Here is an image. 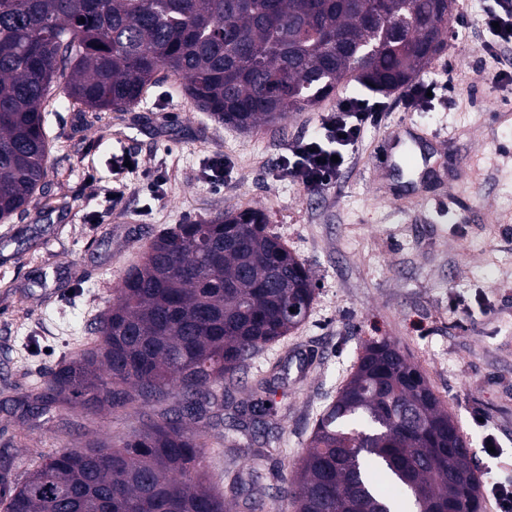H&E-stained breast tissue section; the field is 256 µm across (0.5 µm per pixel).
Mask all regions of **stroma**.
<instances>
[{
    "label": "stroma",
    "mask_w": 512,
    "mask_h": 512,
    "mask_svg": "<svg viewBox=\"0 0 512 512\" xmlns=\"http://www.w3.org/2000/svg\"><path fill=\"white\" fill-rule=\"evenodd\" d=\"M482 6L453 0V35L429 67L456 73L452 103L408 112L400 93L390 94L387 125L368 129L336 182L319 189L279 178L277 168L287 144L315 133L333 95L251 134L198 112L180 80L163 72L125 112L54 107L48 186L29 210L0 224V450L24 469L85 435L139 428L133 413L64 406L74 428L58 438L14 416L13 401L64 356L92 345L114 288L164 229L259 209L310 268L317 290L303 325L226 381L243 400L272 376L288 397L256 512H272L316 419L373 339L396 343L418 366L467 439L481 486L512 474V46L483 51L486 35L474 23ZM495 71L506 80H487ZM405 124L451 137L424 187L433 199L456 185L465 208L440 218L397 200L400 178L378 170L377 146ZM123 154L137 168L115 171ZM216 156L234 162L231 181L203 177ZM116 176L128 190L114 206L100 184ZM477 414L483 425L474 424ZM489 433L501 457L485 452Z\"/></svg>",
    "instance_id": "stroma-1"
}]
</instances>
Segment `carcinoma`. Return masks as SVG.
<instances>
[{"instance_id": "1", "label": "carcinoma", "mask_w": 512, "mask_h": 512, "mask_svg": "<svg viewBox=\"0 0 512 512\" xmlns=\"http://www.w3.org/2000/svg\"><path fill=\"white\" fill-rule=\"evenodd\" d=\"M448 0H0V223L48 185L43 112L66 98L96 112L141 102L162 70L197 110L241 132L276 125L355 79L377 92L410 85L442 52ZM315 299L305 262L260 210L220 214L159 234L96 322L93 345L51 369L20 402L37 425L65 405L128 409L143 427L58 450L21 472L0 457V512H232L265 493L275 440L253 428L277 415L274 381L246 402L224 379L298 329ZM297 309L296 317L290 309ZM231 412L247 464L204 486L212 431ZM479 512L474 459L419 368L392 342L364 344L355 371L320 414L292 512Z\"/></svg>"}]
</instances>
